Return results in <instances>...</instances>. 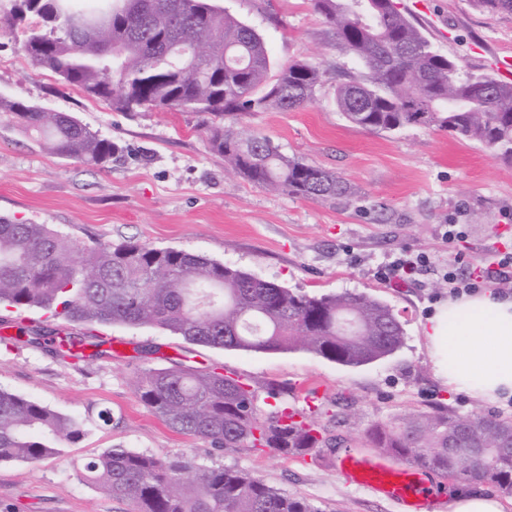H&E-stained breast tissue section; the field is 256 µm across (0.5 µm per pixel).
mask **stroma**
Wrapping results in <instances>:
<instances>
[{
  "instance_id": "obj_1",
  "label": "stroma",
  "mask_w": 512,
  "mask_h": 512,
  "mask_svg": "<svg viewBox=\"0 0 512 512\" xmlns=\"http://www.w3.org/2000/svg\"><path fill=\"white\" fill-rule=\"evenodd\" d=\"M255 29L273 66L304 59L325 73L312 102L287 112H248L240 131H258L291 157L336 173L348 196L327 201L269 193L236 175L209 144L214 118L198 112L145 108L118 112L107 102L61 84L35 67L22 45L26 24H0V99H21L66 112L119 147L92 167L50 154L0 111V216L50 224L82 245L138 241L201 254L285 288L309 294L364 292L404 323V345L392 356L345 367L303 351L258 352L194 345L156 328L94 327L112 338V355L73 363L29 346H0V388L74 416L84 435L60 456L0 465V512H127L88 482L84 462L112 448L158 458L187 456L194 465L231 466L302 496L320 512H402L385 497L347 485L336 468L343 450L365 455L371 424L418 411L448 410L512 418V400L481 403L448 392L434 375L422 325L448 298L441 273L463 252L465 273L481 271L512 248V161L447 131L409 125L372 133L351 125L335 102L337 80L360 66L336 45L311 0H215ZM405 16L464 70L497 75L512 56V14H491L470 0H398ZM448 224L466 237L448 244ZM423 252L429 266L416 278L385 282L375 267L393 253ZM184 358L220 367L255 388L285 386L296 406L319 388L332 436L346 449L321 448L302 459L261 450H217L173 432L137 396L140 372ZM345 405V420L330 415ZM112 413L111 423L98 418Z\"/></svg>"
}]
</instances>
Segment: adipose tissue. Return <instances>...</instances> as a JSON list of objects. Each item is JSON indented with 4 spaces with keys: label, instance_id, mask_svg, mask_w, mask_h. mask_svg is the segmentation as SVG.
<instances>
[{
    "label": "adipose tissue",
    "instance_id": "obj_1",
    "mask_svg": "<svg viewBox=\"0 0 512 512\" xmlns=\"http://www.w3.org/2000/svg\"><path fill=\"white\" fill-rule=\"evenodd\" d=\"M423 332L434 374L449 391L488 404L512 398V296L448 298Z\"/></svg>",
    "mask_w": 512,
    "mask_h": 512
}]
</instances>
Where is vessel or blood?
Listing matches in <instances>:
<instances>
[{"mask_svg":"<svg viewBox=\"0 0 512 512\" xmlns=\"http://www.w3.org/2000/svg\"><path fill=\"white\" fill-rule=\"evenodd\" d=\"M336 467L348 483L402 505L404 512H431L436 493L423 469L401 468L391 458L351 451L338 458Z\"/></svg>","mask_w":512,"mask_h":512,"instance_id":"vessel-or-blood-1","label":"vessel or blood"}]
</instances>
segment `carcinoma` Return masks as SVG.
Wrapping results in <instances>:
<instances>
[{
  "instance_id": "1",
  "label": "carcinoma",
  "mask_w": 512,
  "mask_h": 512,
  "mask_svg": "<svg viewBox=\"0 0 512 512\" xmlns=\"http://www.w3.org/2000/svg\"><path fill=\"white\" fill-rule=\"evenodd\" d=\"M365 72L336 86V107L371 132L407 125L446 130L512 160V85L485 74H462L400 11L396 0H312ZM489 13L512 14V0H472ZM33 14L23 50L33 63L104 99L120 112L174 109L213 115L212 149L252 184L279 194L324 200L349 194L336 174L283 154L261 133L234 128L246 112L298 110L323 83V72L294 60L270 75L262 36L214 0H13L3 20ZM0 109L53 154L103 167L118 150L64 112L23 100ZM0 304L40 310L75 324H125L167 331L184 341L244 351L296 349L359 367L384 359L405 340L402 321L377 297L309 294L199 254L137 241L76 248L47 224L0 218ZM27 342L57 357H112V339L86 332L58 335L40 325ZM140 402L177 433L217 449H260L304 458L342 446L321 407L299 411L288 388L263 394L239 377L183 365L143 370ZM83 435L73 417L0 389V463L61 454ZM366 442L409 465L451 480L491 483L512 496V420L443 410L371 425ZM476 448L483 459L453 457L448 443ZM85 477L128 512H319L307 499L274 488L246 471L193 467L111 448L84 464Z\"/></svg>"
}]
</instances>
